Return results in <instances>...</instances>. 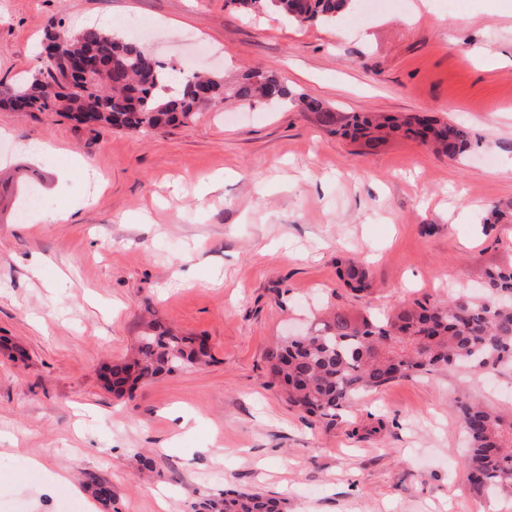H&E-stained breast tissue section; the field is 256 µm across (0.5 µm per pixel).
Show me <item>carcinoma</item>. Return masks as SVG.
<instances>
[{"label": "carcinoma", "instance_id": "obj_1", "mask_svg": "<svg viewBox=\"0 0 512 512\" xmlns=\"http://www.w3.org/2000/svg\"><path fill=\"white\" fill-rule=\"evenodd\" d=\"M354 2L231 0L242 11L272 10L300 24L333 23ZM91 51L102 64L96 77L69 72L62 60L41 65L0 93V109L58 112L81 124L145 133L194 118L202 104L200 89L213 102L224 100L221 77L186 75L150 55L133 37L87 25L69 42L66 57ZM271 93L276 94V103L313 112L333 133L362 140L369 147L394 133L418 139L450 159L463 156L473 146L469 129L454 122L370 113L338 116L326 111L320 100L292 90L278 75L259 68L241 76L232 97L263 104ZM487 223L512 224V202L495 207ZM340 278L351 290L364 292L371 285L372 273L366 262L353 259ZM210 358L203 340L177 335L154 321L144 328L135 357L112 365L103 379L120 396L138 383L177 369L199 367ZM267 362L271 375L287 387L294 405L329 423L359 393L414 373L452 367L512 371V264L487 270L478 294L462 293L432 305L417 303L382 319L338 309L322 327L271 347ZM459 410L469 441L470 482L490 492L512 489V415L463 402ZM87 487L102 504L112 502L111 489L100 480L89 479ZM283 508V498L255 490H225L192 505L193 512H283Z\"/></svg>", "mask_w": 512, "mask_h": 512}]
</instances>
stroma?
<instances>
[{
	"instance_id": "35a3bbf8",
	"label": "stroma",
	"mask_w": 512,
	"mask_h": 512,
	"mask_svg": "<svg viewBox=\"0 0 512 512\" xmlns=\"http://www.w3.org/2000/svg\"><path fill=\"white\" fill-rule=\"evenodd\" d=\"M436 2L435 16L420 0H357L339 36L230 0H0V86L39 66L47 28L142 22L149 53L226 87L258 67L329 111L435 116L477 141L458 160L401 136L368 149L313 113L260 104H205L146 134L0 111L12 144L0 169L14 174L0 191V512H64L67 497L105 512L73 491L92 476L118 512H191L250 487L286 497L288 512H512V493L468 481L458 411L512 410V373L414 374L329 424L289 402L266 360L288 328L330 311L434 304L512 264V224L484 222L512 199V0ZM32 140L59 152L23 158ZM84 164L103 190L80 209ZM56 169L69 178L53 192ZM32 179L53 223L20 212ZM350 258L369 264L367 292L340 279ZM150 315L205 337L211 359L115 396L101 372ZM140 453L154 478H139Z\"/></svg>"
}]
</instances>
